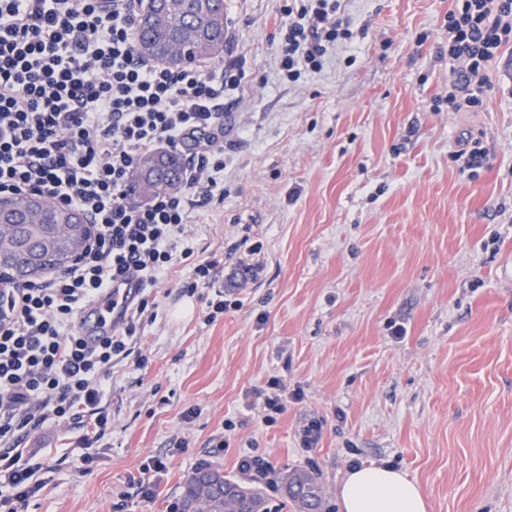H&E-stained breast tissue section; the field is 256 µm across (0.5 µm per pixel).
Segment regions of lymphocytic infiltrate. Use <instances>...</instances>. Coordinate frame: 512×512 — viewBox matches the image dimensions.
Masks as SVG:
<instances>
[{
	"label": "lymphocytic infiltrate",
	"mask_w": 512,
	"mask_h": 512,
	"mask_svg": "<svg viewBox=\"0 0 512 512\" xmlns=\"http://www.w3.org/2000/svg\"><path fill=\"white\" fill-rule=\"evenodd\" d=\"M340 0H288L280 10L282 76L320 72L353 32ZM134 0H0V196L37 193L91 216L92 240L51 281L0 289V512L42 489L23 432L47 423L98 435L108 423L102 379L137 353L157 317L161 283L189 267L186 294L209 285L218 259H198L193 209L224 197V95L247 77L243 61L178 69L146 61L134 39ZM448 109L474 112L491 89L489 67L512 45V0H451ZM190 149L185 188L138 199L139 160L161 147ZM141 297L111 336L88 346L82 309L127 271Z\"/></svg>",
	"instance_id": "1"
}]
</instances>
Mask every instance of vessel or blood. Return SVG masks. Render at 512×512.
I'll return each instance as SVG.
<instances>
[{
    "label": "vessel or blood",
    "instance_id": "b4317fda",
    "mask_svg": "<svg viewBox=\"0 0 512 512\" xmlns=\"http://www.w3.org/2000/svg\"><path fill=\"white\" fill-rule=\"evenodd\" d=\"M139 288V277L134 273L111 282L109 288L86 308L79 319L86 335L94 337L119 327L127 307L137 299Z\"/></svg>",
    "mask_w": 512,
    "mask_h": 512
}]
</instances>
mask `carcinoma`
<instances>
[{"mask_svg":"<svg viewBox=\"0 0 512 512\" xmlns=\"http://www.w3.org/2000/svg\"><path fill=\"white\" fill-rule=\"evenodd\" d=\"M155 11L151 24L137 23V47L162 44L176 39L184 29L201 26L202 37L211 48V57H224L226 33L224 0H150ZM154 191H174L184 183L183 156L170 150L162 153L160 163L149 173ZM50 224H41L23 231L0 227V281L14 282L23 278L29 267V257L44 251V269L64 267L71 259L72 245L84 239L88 225L75 223L58 230L53 220L62 218L48 207ZM283 493L297 512H320L322 497L315 477L307 472H295L284 479ZM232 504L238 512H267L266 501L256 487H246L224 478V474L207 466L193 472L183 483L178 512H225Z\"/></svg>","mask_w":512,"mask_h":512,"instance_id":"cac0c4a2","label":"carcinoma"}]
</instances>
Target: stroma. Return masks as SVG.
Instances as JSON below:
<instances>
[{
  "instance_id": "stroma-1",
  "label": "stroma",
  "mask_w": 512,
  "mask_h": 512,
  "mask_svg": "<svg viewBox=\"0 0 512 512\" xmlns=\"http://www.w3.org/2000/svg\"><path fill=\"white\" fill-rule=\"evenodd\" d=\"M282 5L224 0V52L250 76L224 112V198L189 226L214 279L192 296L187 268L164 280L147 363L113 369L92 450L77 428L29 432L43 488L21 512H172L199 464L234 480L245 454L312 473L322 512L355 463L403 469L428 512H512V47L481 110L436 112L451 0H344L353 44L296 84L279 76ZM467 137L489 152L474 179L450 157ZM220 291L239 303L206 323ZM274 376L303 396L270 424L256 393Z\"/></svg>"
}]
</instances>
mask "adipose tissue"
<instances>
[{
    "label": "adipose tissue",
    "instance_id": "obj_1",
    "mask_svg": "<svg viewBox=\"0 0 512 512\" xmlns=\"http://www.w3.org/2000/svg\"><path fill=\"white\" fill-rule=\"evenodd\" d=\"M338 496L344 512H427L421 489L392 466L349 469Z\"/></svg>",
    "mask_w": 512,
    "mask_h": 512
}]
</instances>
